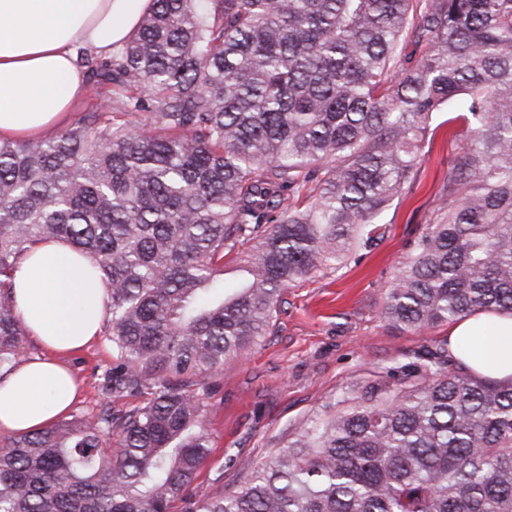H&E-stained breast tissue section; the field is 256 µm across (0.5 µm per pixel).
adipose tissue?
<instances>
[{"instance_id": "ef3b65f1", "label": "adipose tissue", "mask_w": 512, "mask_h": 512, "mask_svg": "<svg viewBox=\"0 0 512 512\" xmlns=\"http://www.w3.org/2000/svg\"><path fill=\"white\" fill-rule=\"evenodd\" d=\"M151 0H0V137L41 138L85 92L78 52L120 48ZM15 312L46 358L0 377V431L32 433L61 419L77 394L60 353L99 336L106 292L74 248L35 245L14 278ZM448 348L470 372L512 377V316L477 312L448 327Z\"/></svg>"}]
</instances>
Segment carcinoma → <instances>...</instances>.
Listing matches in <instances>:
<instances>
[{"label":"carcinoma","instance_id":"1","mask_svg":"<svg viewBox=\"0 0 512 512\" xmlns=\"http://www.w3.org/2000/svg\"><path fill=\"white\" fill-rule=\"evenodd\" d=\"M89 81L141 95L0 139V376L27 355L18 264L58 239L106 288V390L144 401L3 441L0 512H512V379L444 346L348 387L235 489L192 490L211 380L287 288L374 244L438 112L461 143L383 318L512 315V0H152ZM130 107L146 122H114Z\"/></svg>","mask_w":512,"mask_h":512}]
</instances>
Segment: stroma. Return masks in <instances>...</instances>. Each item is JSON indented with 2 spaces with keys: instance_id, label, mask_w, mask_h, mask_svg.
Returning <instances> with one entry per match:
<instances>
[{
  "instance_id": "1",
  "label": "stroma",
  "mask_w": 512,
  "mask_h": 512,
  "mask_svg": "<svg viewBox=\"0 0 512 512\" xmlns=\"http://www.w3.org/2000/svg\"><path fill=\"white\" fill-rule=\"evenodd\" d=\"M439 113L427 135L413 190L396 199L375 246L335 272L287 288L268 336L213 379L207 428L212 451L198 480L200 492L236 487L243 465L257 464L288 442L292 429L347 386L372 379L402 355H426L444 344L447 324L413 332L383 319L386 293L427 228L448 171L452 143ZM112 347L98 338L69 355L80 386L72 410L95 415L103 397Z\"/></svg>"
}]
</instances>
